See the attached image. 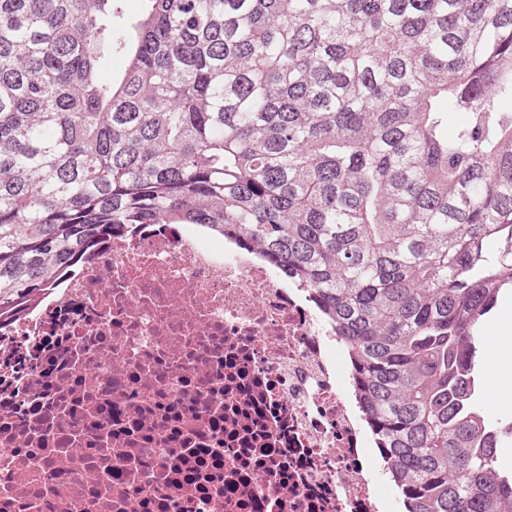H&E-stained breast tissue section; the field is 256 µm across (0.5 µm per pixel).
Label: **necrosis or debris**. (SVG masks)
<instances>
[{"mask_svg": "<svg viewBox=\"0 0 512 512\" xmlns=\"http://www.w3.org/2000/svg\"><path fill=\"white\" fill-rule=\"evenodd\" d=\"M369 443L309 295L194 224L0 323V512H385Z\"/></svg>", "mask_w": 512, "mask_h": 512, "instance_id": "obj_1", "label": "necrosis or debris"}]
</instances>
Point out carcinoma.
<instances>
[{"label":"carcinoma","mask_w":512,"mask_h":512,"mask_svg":"<svg viewBox=\"0 0 512 512\" xmlns=\"http://www.w3.org/2000/svg\"><path fill=\"white\" fill-rule=\"evenodd\" d=\"M509 101L512 0H0V320L121 229L233 235L333 327L405 512H512ZM511 300L512 293H510V291L505 292L500 296L495 309L483 320L481 329L484 335L480 333V336H487L488 339L487 348L486 341L481 337L483 345L481 363L484 379V402L486 404L489 415L494 418L501 419H512L511 397L501 401L503 390L507 389L509 392H511L512 385V363L509 361V359H505L502 355V346L504 344H509L512 339V308L505 306L498 316L497 324L499 335L492 336L491 332L494 329L497 313L500 306L504 302L510 303ZM487 373L489 376L488 400L492 406H495L501 401L500 405L496 408L490 407L487 400Z\"/></svg>","instance_id":"cac0c4a2"}]
</instances>
